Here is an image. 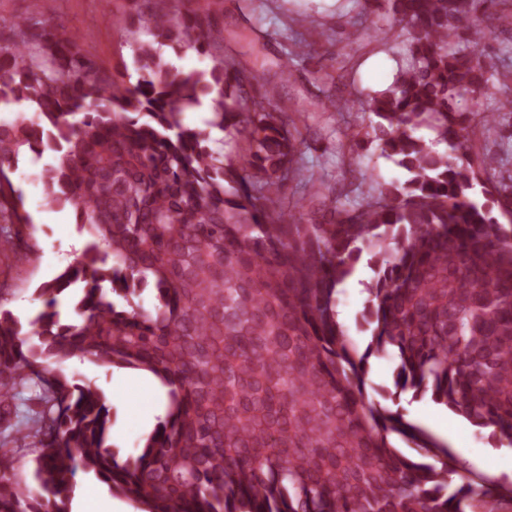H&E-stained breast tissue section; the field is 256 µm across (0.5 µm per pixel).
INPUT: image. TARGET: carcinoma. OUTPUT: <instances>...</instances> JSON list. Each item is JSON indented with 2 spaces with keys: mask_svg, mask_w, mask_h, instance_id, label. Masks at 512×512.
<instances>
[{
  "mask_svg": "<svg viewBox=\"0 0 512 512\" xmlns=\"http://www.w3.org/2000/svg\"><path fill=\"white\" fill-rule=\"evenodd\" d=\"M391 15L385 34L410 63L369 109L381 154L408 173L350 206L318 186L321 219L286 218L283 187L299 175V141L270 90L224 59L216 16L173 0H138L124 18L139 79L126 82L52 22L53 8L0 18V249L32 227L15 172L25 145L50 163V202L72 207L92 240L74 265L41 283L23 324L0 291V419L11 391L38 389L26 423L35 485L0 460V512H69L76 477L93 474L141 512H469L512 502V482L466 461L382 405L410 391L512 444V187L481 176L500 158L478 149L458 98L502 110L512 88L482 62L498 0H366ZM213 60L183 73L159 52ZM208 104L209 125L242 140L234 158L183 123ZM436 132L435 142L418 135ZM481 188L484 202L475 190ZM499 215H494V212ZM368 253L375 276L361 315L360 354L337 320L338 287ZM152 283L158 304L119 308ZM77 290L80 320L58 296ZM395 353V391H367V360ZM147 370L168 387L164 422L138 454L109 444L101 390L69 379L72 360ZM397 434L417 454L391 444Z\"/></svg>",
  "mask_w": 512,
  "mask_h": 512,
  "instance_id": "carcinoma-1",
  "label": "carcinoma"
}]
</instances>
